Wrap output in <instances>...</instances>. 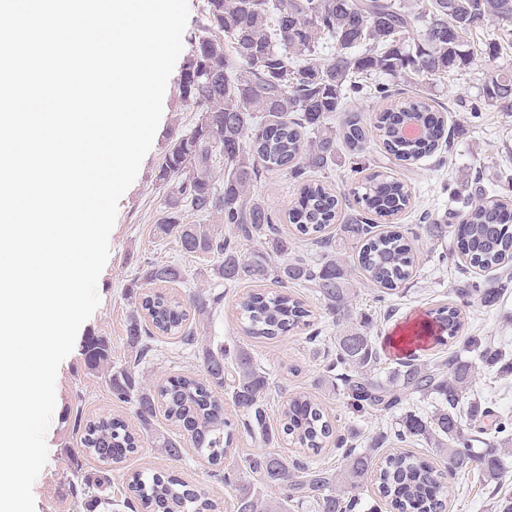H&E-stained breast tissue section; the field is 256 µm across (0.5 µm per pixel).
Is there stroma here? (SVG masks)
Returning a JSON list of instances; mask_svg holds the SVG:
<instances>
[{"mask_svg": "<svg viewBox=\"0 0 512 512\" xmlns=\"http://www.w3.org/2000/svg\"><path fill=\"white\" fill-rule=\"evenodd\" d=\"M486 66L478 61L463 72L448 74L438 80L432 96L439 111L448 117V148L414 164L401 166L388 163L378 138H371L363 154L352 156L340 151L331 170L317 173L316 178L341 195H351L357 179L350 169L364 166L367 172L381 169L403 180L412 192V205L397 219L395 228L407 238L416 256L413 277L394 294L380 297L377 286L364 282L357 265L354 244L342 246L341 262L361 285L354 303L360 315L369 317L373 334L381 352L379 374H386L405 355L393 347L400 330L422 325L431 310L447 303L449 289L471 282L492 286L493 274L472 268L462 255L454 237L442 241L430 239L420 221L429 216L445 221L452 209V196H466L477 186H505L512 176V115L487 110L472 117L470 109L477 101L484 82ZM196 114L178 96L175 81H168L163 103V116L152 147L142 161L138 175L119 202L116 223L109 237L110 254L97 283L100 305L81 326L72 352L61 363L56 380V407L46 434L47 462L33 485L35 512H85L83 501L71 495L66 476L71 460H79L81 474L91 479L107 472L110 481L104 487L105 500L97 512H130L126 503L131 498L128 484L133 474L141 471H163L203 488L217 505V512H235V491L211 474V466L195 454L182 461L165 460L157 449L143 444L137 453L122 463L104 465L88 455H78L79 437L72 430L75 415L91 420L104 415L118 416L130 427H137L134 406L117 402L111 395L104 375L88 372L81 356L87 337L101 336L112 346L113 365L123 364L127 355L125 345L127 319L131 311L126 290L142 268L150 262H174L186 268L189 277L178 286V293L207 292L221 288L224 300L214 312L206 331L208 342L221 341L228 345L250 348L261 368L272 382L267 399V424L277 427L285 401L305 393L316 398L335 424L334 433L346 437L350 446L365 447L368 440L380 431L389 429L394 415L360 417L346 406L342 391L328 387L324 380L327 356L333 348L332 339L341 327L324 309L323 302L313 289L293 287L295 297L303 300L312 312L309 325L299 326L286 336L274 339H254L242 330L238 304L255 287L269 292L278 291L272 281L255 284L243 281L233 285H218L213 276L214 260L190 256L180 251L174 237H163L156 231L167 194L155 180L171 133L190 127ZM300 183L281 172L261 176L256 189L272 212L280 217L279 228L293 233L291 224L283 217L297 198ZM463 333L467 336H494L512 341V288L491 305L472 299L463 306ZM321 331V343H311L314 331ZM200 362L182 354L176 339L165 338L146 363L143 373L148 383L157 385L182 374H200ZM224 415L234 423L233 443L224 461L234 467L251 455L278 451L288 457L300 456L299 447L290 441L263 442L261 435L245 427L246 415L225 403ZM447 512H493L494 495L476 472L450 474Z\"/></svg>", "mask_w": 512, "mask_h": 512, "instance_id": "35a3bbf8", "label": "stroma"}]
</instances>
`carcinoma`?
I'll return each mask as SVG.
<instances>
[{
    "mask_svg": "<svg viewBox=\"0 0 512 512\" xmlns=\"http://www.w3.org/2000/svg\"><path fill=\"white\" fill-rule=\"evenodd\" d=\"M488 22L511 37L512 0H207L179 79L180 98L198 116L190 128L172 136L158 166L156 181L167 195L156 231L175 237L185 254L214 258V275L221 284L270 279L284 288L278 294L255 290L241 303L243 331L252 338L276 339L307 324L311 311L286 288H314L325 310L336 321L348 322L336 337L326 378L342 385L351 408L393 413L414 401H431L428 410L400 416L393 441L428 440L447 460L448 472L476 470L487 485L496 486L506 470L505 457L512 454V422L497 420L486 447L475 448L487 410L478 405L473 383L483 369L512 367L508 348L470 337L465 346L478 350L476 359L457 352L439 363L409 359L378 378L380 352L371 323L352 316L355 291L337 252L330 250L314 261L295 255L288 235L255 190L264 172L282 171L299 179L329 169L340 142L358 155L372 133L398 162L412 164L435 153L444 138L445 119L426 88L474 63L477 54L467 37ZM380 76L422 89L376 113L369 124L350 113L341 126L332 125L331 114L346 111L347 95ZM486 107L512 112V70L487 74L481 103L472 111ZM218 165L224 167L221 183L215 180ZM410 200L407 185L380 173L365 178L357 197L364 210L382 220L397 217ZM340 207L327 185L308 181L287 218L297 234L322 244ZM185 209L201 222L185 223ZM510 211L512 203L487 200L483 192L464 202L457 234L471 267H512ZM340 231L359 245L358 264L370 282L394 291L411 278L415 254L401 233L374 235L372 225L356 217ZM242 242L254 247L248 258L241 253ZM187 276L179 264H147L129 290L134 309L125 363L112 365L109 341L92 336L83 347L84 366L94 373L106 371L112 397L134 405L147 441L165 459L179 462L192 448L218 467L233 437L218 395L228 393L266 440L271 382L250 349L218 341L199 353L202 379L179 375L156 394L143 383V366L159 337L177 338L184 349H194L224 299L221 293L204 292L184 304L143 291L145 285L183 284ZM508 285L505 280L494 288L472 283L449 289L448 303L432 312L437 342L461 336L464 321L458 305L465 298L478 295L492 303ZM158 396L166 418L181 430L177 437L153 429ZM73 428L81 432L83 453L103 462H123L141 442L140 434L120 418L84 422L76 417ZM277 434L317 454L329 445L333 429L321 404L303 393L283 404ZM386 441L387 435L380 433L365 448H348L347 440L338 439L343 452L334 471L263 452L248 458L241 469L215 475L235 489L236 512H288L290 502L311 512H354L358 491L368 479L392 512H444L443 472L409 451L383 454ZM129 488L153 512H216L204 493L175 475L141 472Z\"/></svg>",
    "mask_w": 512,
    "mask_h": 512,
    "instance_id": "1",
    "label": "carcinoma"
}]
</instances>
